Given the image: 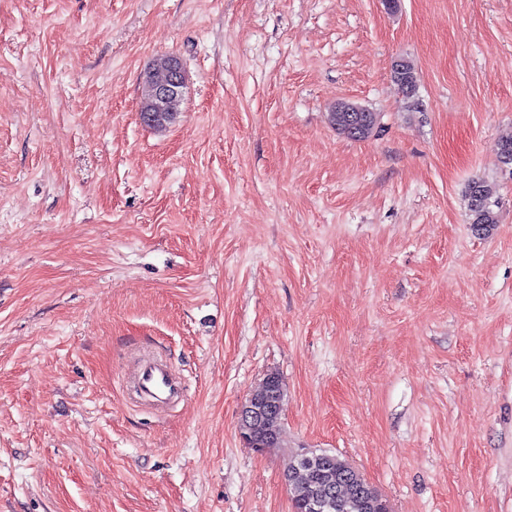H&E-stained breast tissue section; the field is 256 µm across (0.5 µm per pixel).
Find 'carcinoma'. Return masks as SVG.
<instances>
[{
	"mask_svg": "<svg viewBox=\"0 0 512 512\" xmlns=\"http://www.w3.org/2000/svg\"><path fill=\"white\" fill-rule=\"evenodd\" d=\"M168 61L169 56L161 55L146 72L141 107L150 106L153 85L166 76ZM392 77L405 98L415 101L418 79L414 67L400 60L392 66ZM328 120L338 134L356 141L369 138L379 127L378 113L350 101L337 103L328 113ZM466 198L470 224L475 232L488 234L500 222L496 187L484 179H473L467 185ZM284 476L294 512H303V504L314 498L323 501L322 512H389L379 490L357 468L339 457L330 468L306 469L296 455L289 460Z\"/></svg>",
	"mask_w": 512,
	"mask_h": 512,
	"instance_id": "carcinoma-1",
	"label": "carcinoma"
}]
</instances>
